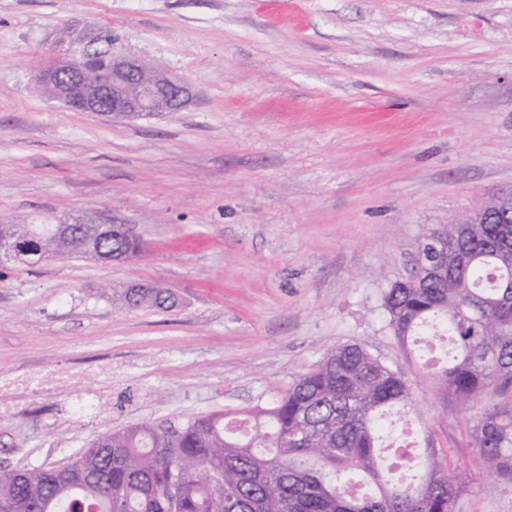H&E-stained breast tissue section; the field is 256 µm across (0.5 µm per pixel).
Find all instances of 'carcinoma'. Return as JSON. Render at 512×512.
<instances>
[{"instance_id":"obj_1","label":"carcinoma","mask_w":512,"mask_h":512,"mask_svg":"<svg viewBox=\"0 0 512 512\" xmlns=\"http://www.w3.org/2000/svg\"><path fill=\"white\" fill-rule=\"evenodd\" d=\"M29 230L22 261L68 256L41 224H0V237ZM100 255L139 249L123 231ZM411 275L382 296L386 324L407 353L445 337L430 363L439 399L483 405L467 446L512 491V224H443L417 246ZM118 309H170L159 288L113 292ZM412 387L399 367L356 344L333 347L287 392L246 413L245 435L224 416L184 425L110 431L63 467L0 468V512H456L472 477L439 446L432 427L405 418ZM413 439L381 454L398 422Z\"/></svg>"}]
</instances>
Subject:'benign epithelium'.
Segmentation results:
<instances>
[{
  "label": "benign epithelium",
  "mask_w": 512,
  "mask_h": 512,
  "mask_svg": "<svg viewBox=\"0 0 512 512\" xmlns=\"http://www.w3.org/2000/svg\"><path fill=\"white\" fill-rule=\"evenodd\" d=\"M72 40L39 70L36 83L49 99L74 112H93L114 118H136L179 112L192 97L185 78L146 67L133 54H114Z\"/></svg>",
  "instance_id": "1"
}]
</instances>
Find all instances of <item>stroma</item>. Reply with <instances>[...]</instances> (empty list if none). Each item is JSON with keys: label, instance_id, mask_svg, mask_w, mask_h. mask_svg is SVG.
Masks as SVG:
<instances>
[{"label": "stroma", "instance_id": "obj_1", "mask_svg": "<svg viewBox=\"0 0 512 512\" xmlns=\"http://www.w3.org/2000/svg\"><path fill=\"white\" fill-rule=\"evenodd\" d=\"M188 79L179 112L109 120L41 97L61 31ZM512 186V0H0V223L99 216L140 244L0 265V373L76 367L71 396L0 419V467H57L108 430L244 413L332 347L405 365L382 295L432 229ZM174 308L117 310L108 285ZM111 361V380L96 376ZM413 396L473 478L458 512H512L424 378ZM118 225L123 228V232L103 240L98 245L101 251V256H110L112 253H115L118 256H123L124 259H126L138 251L139 244L137 240L128 234V231L122 224ZM124 259L122 257L114 258L112 255V260L109 262H119Z\"/></svg>", "mask_w": 512, "mask_h": 512}]
</instances>
